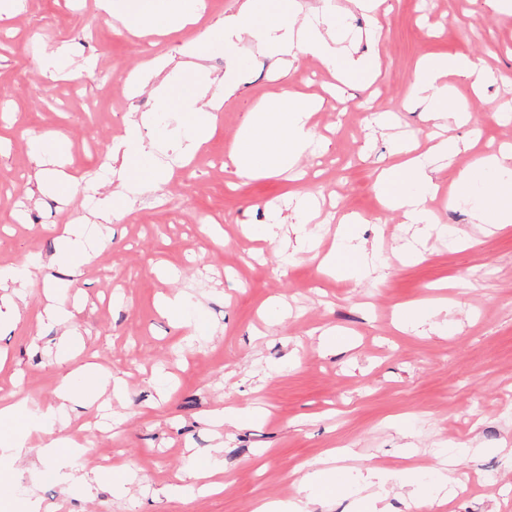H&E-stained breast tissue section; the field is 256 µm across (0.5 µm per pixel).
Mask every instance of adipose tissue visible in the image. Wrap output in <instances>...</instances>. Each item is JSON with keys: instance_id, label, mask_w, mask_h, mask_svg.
<instances>
[{"instance_id": "adipose-tissue-1", "label": "adipose tissue", "mask_w": 512, "mask_h": 512, "mask_svg": "<svg viewBox=\"0 0 512 512\" xmlns=\"http://www.w3.org/2000/svg\"><path fill=\"white\" fill-rule=\"evenodd\" d=\"M198 5L199 0H98L101 11L138 36L178 32L196 25ZM245 38L263 51L285 57L292 73L307 59L338 75L381 70L379 54L356 56L344 50L338 15L329 0L306 14L296 0H242L238 12L225 18L222 27L205 28L188 41L187 53L194 57V65L173 70L167 60L152 59L128 77L134 91L151 88L158 111L179 114L181 125L168 139L184 154L196 153L209 140L215 112L236 92L240 64L234 49ZM218 45L227 50L226 67L223 76L215 77L200 61ZM451 73L465 76L477 89L490 79L480 63L465 57L425 61L413 75L411 102L428 120H438L447 109L444 79ZM317 109L314 101L291 93L247 113L239 143L229 154L235 174L255 177L293 166L310 143V120ZM152 123L149 115L130 120L124 135L109 148L114 189L99 200L94 211L105 222L120 217L142 184L163 183L169 178L168 171L156 164L159 140L148 133ZM459 151L458 142L451 137L438 140L423 156L415 155L411 146H398L401 161L381 176L377 185L380 196L388 207L402 211L408 223L418 225L420 232L430 233L434 228L431 203L439 186L429 174L426 160H445ZM60 245V258L71 278H78L83 267L95 259L86 244L84 225H66ZM55 398V406L37 414L25 402L0 397V450L19 449L26 439L38 435L45 439L43 455L68 466L77 449L62 432L50 429L49 422L72 400L70 376L60 379Z\"/></svg>"}]
</instances>
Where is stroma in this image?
Instances as JSON below:
<instances>
[{"instance_id": "obj_1", "label": "stroma", "mask_w": 512, "mask_h": 512, "mask_svg": "<svg viewBox=\"0 0 512 512\" xmlns=\"http://www.w3.org/2000/svg\"><path fill=\"white\" fill-rule=\"evenodd\" d=\"M359 52L379 49L377 79L337 82L312 60L291 77L278 57L239 43L240 88L217 113L211 139L193 157L166 150L158 160L172 174L144 187L132 211L112 224V237L85 268L77 290L52 266L65 224L89 218L94 193H109L108 147L125 123L153 112L150 90L130 94L120 81L147 57L178 63L190 31L134 37L95 0H26L20 14L0 20V264L26 267L32 281L19 322L0 330V397L14 395L40 412L55 402L61 376L95 363L121 377L104 426L75 385L65 435L81 447L78 468L90 471L105 452L135 477L125 495L106 488L84 492L61 478L58 464L25 445L0 462V481L17 500L53 505L54 512H250L260 498L297 496L308 465L337 448L350 449L337 466L351 469L414 466L420 494L431 488L430 466L457 462L445 512H512V225L486 230L458 200V182L484 155L512 145V121L497 105L512 102V13H492L483 0H390L380 31L352 0H334ZM69 45L61 78L39 69L44 44ZM470 57L497 79L473 92L457 75L448 98L468 105L473 120L442 123L467 143L440 168L432 203L444 236L403 253L412 228L386 207L378 174L399 161L402 140L426 151L432 128L408 108L411 75L420 59ZM92 75H78L87 58ZM297 91L322 100L311 119L324 152L305 150L292 171L238 178L225 158L247 112L267 98ZM67 143L64 170L78 183L66 199L50 190L27 195L39 170L36 139ZM295 168V169H296ZM97 192L86 191V183ZM311 193L320 204L313 247L294 253L284 238L268 241L265 203L288 209ZM359 222L377 250L372 278L358 282L320 266L338 224ZM55 287L81 346L56 361L63 329L43 321L45 290ZM186 299L189 320L175 323L159 310L162 298ZM448 307L437 336L399 324L412 306ZM335 328L327 352L320 333ZM264 408L238 428H217L210 415L227 407ZM222 446L223 489L189 488L164 496L189 466V453ZM501 472L497 487L480 475Z\"/></svg>"}]
</instances>
